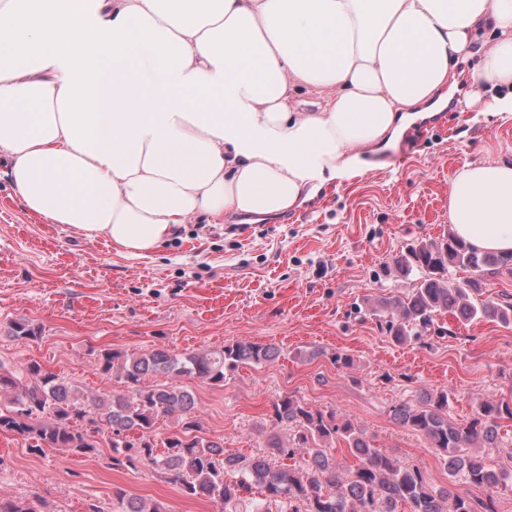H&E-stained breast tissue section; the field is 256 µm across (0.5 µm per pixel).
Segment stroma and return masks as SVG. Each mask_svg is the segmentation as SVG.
<instances>
[{"mask_svg":"<svg viewBox=\"0 0 512 512\" xmlns=\"http://www.w3.org/2000/svg\"><path fill=\"white\" fill-rule=\"evenodd\" d=\"M498 94L481 85L445 121L415 123L381 149L377 169L330 182L300 207L190 222L142 257L30 215L0 182V364L35 360L86 394L106 396L125 387L95 370L93 348L181 353L273 344L281 350L274 362L242 367L223 385L181 381L197 398L202 432L225 452L262 453L270 404L288 392L357 422L376 448L447 486L437 451L390 410L415 402L419 388L445 389L455 395L449 416L464 422L479 401L512 397V326L446 314L421 338L399 344L365 301L410 291L412 279L394 261L450 233L448 193L464 164L512 157V116L490 109ZM22 319L40 326L37 340L11 337V324ZM341 350L353 367L333 363ZM97 441V454L84 457L33 452L22 437L0 433V499H36L47 512H88L93 504L117 512L121 489L161 501L168 512H217L146 463L112 468L108 434Z\"/></svg>","mask_w":512,"mask_h":512,"instance_id":"stroma-1","label":"stroma"}]
</instances>
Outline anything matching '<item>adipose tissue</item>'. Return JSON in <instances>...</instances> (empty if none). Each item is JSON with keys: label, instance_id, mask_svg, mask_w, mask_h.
<instances>
[{"label": "adipose tissue", "instance_id": "obj_1", "mask_svg": "<svg viewBox=\"0 0 512 512\" xmlns=\"http://www.w3.org/2000/svg\"><path fill=\"white\" fill-rule=\"evenodd\" d=\"M474 53L511 113L512 0H0V180L143 256L363 175ZM448 220L512 251V159L460 169Z\"/></svg>", "mask_w": 512, "mask_h": 512}]
</instances>
